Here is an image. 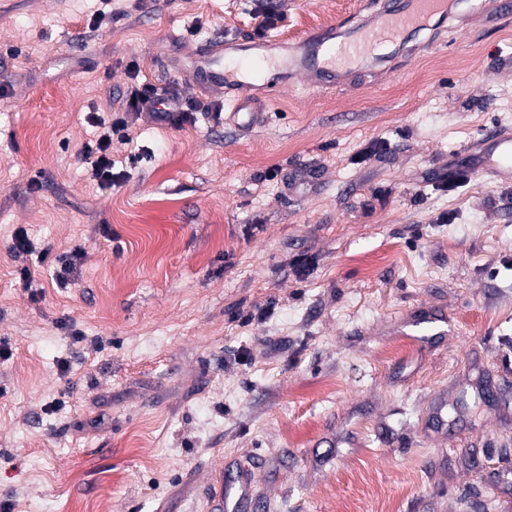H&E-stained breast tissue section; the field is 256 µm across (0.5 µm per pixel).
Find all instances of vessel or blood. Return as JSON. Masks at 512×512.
I'll use <instances>...</instances> for the list:
<instances>
[{
  "mask_svg": "<svg viewBox=\"0 0 512 512\" xmlns=\"http://www.w3.org/2000/svg\"><path fill=\"white\" fill-rule=\"evenodd\" d=\"M447 17L448 0H389L376 25L353 29L341 41L332 29L307 31L297 38L298 50L293 54L279 51L275 39L215 41L197 53L200 74L235 93L241 86L258 82L272 98L298 77L312 84L334 81L347 63L403 43L431 21L441 22ZM507 161H512V134L502 132L487 163L497 170ZM404 326L407 335L423 345L429 344L433 337L448 333L447 317L437 312L407 317Z\"/></svg>",
  "mask_w": 512,
  "mask_h": 512,
  "instance_id": "vessel-or-blood-1",
  "label": "vessel or blood"
}]
</instances>
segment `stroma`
Masks as SVG:
<instances>
[{
  "label": "stroma",
  "instance_id": "1",
  "mask_svg": "<svg viewBox=\"0 0 512 512\" xmlns=\"http://www.w3.org/2000/svg\"><path fill=\"white\" fill-rule=\"evenodd\" d=\"M379 0H0V501L11 512H512V15L452 0L414 49L213 116L196 49ZM174 89L192 123L79 151L86 115ZM370 159L360 160L367 147ZM459 179L443 190L449 172ZM39 189H31V181ZM32 250H10L17 229ZM84 248L72 282L42 254ZM36 270L31 283L20 271ZM448 333L420 347L422 308ZM69 371H62V364ZM512 161V135L502 132L495 139L494 147L488 155L487 163L491 169L497 170L503 168V161ZM112 138L107 134H100L95 140L86 142L80 150V155L86 159L91 160L92 176L100 184L112 185L120 184L119 174L114 173V163L110 154V147ZM406 336H415L422 346L430 343L435 336L448 333V319L443 314L434 312L424 315L408 316L404 321ZM233 489L234 495L236 497V503L233 507V510L235 509L239 502L244 500L253 501L256 498L249 477L243 474H237L235 477H232L226 481L225 493L224 490H222L220 493L221 504H224V500H226V510H228L227 498ZM221 504H219L220 508H218L217 510H222Z\"/></svg>",
  "mask_w": 512,
  "mask_h": 512
}]
</instances>
